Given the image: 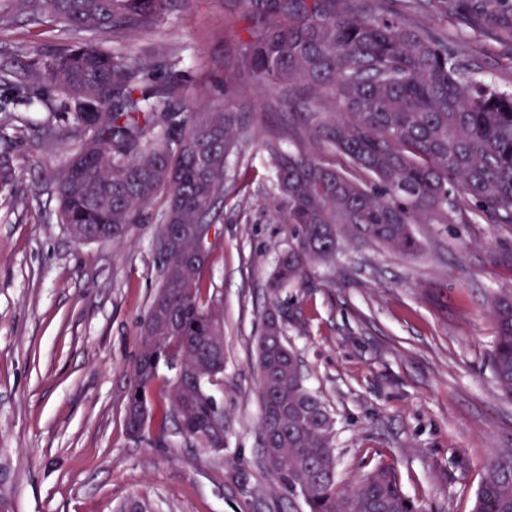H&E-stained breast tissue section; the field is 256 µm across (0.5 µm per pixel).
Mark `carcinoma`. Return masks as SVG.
I'll list each match as a JSON object with an SVG mask.
<instances>
[{
  "mask_svg": "<svg viewBox=\"0 0 512 512\" xmlns=\"http://www.w3.org/2000/svg\"><path fill=\"white\" fill-rule=\"evenodd\" d=\"M233 68L284 89L291 119L263 147L285 202L291 241L268 278L271 305L257 342L261 455L275 485L308 512H419L394 468L374 465L342 490L335 423L306 384L285 338L281 294L316 263L335 259L347 234L410 256L415 224H446L472 205L512 224V92L470 70L443 15L476 40L512 47V0H241ZM170 0H0V19L110 33L112 49L75 44L30 63L18 96L55 89L52 112L78 137L59 175L58 217L79 243L118 242L141 209L164 193L158 237L162 283L141 322L124 421L136 441L178 436L220 454L224 422V318L204 283L206 255L193 226L216 219L229 159L242 152L240 113L178 107L180 84L153 80L123 38L149 29ZM308 141L315 152L283 148ZM348 162L336 167L334 156ZM17 179L0 155V190ZM491 367L512 399V291L494 297ZM152 512L141 495L119 512ZM472 512H512V453L490 459Z\"/></svg>",
  "mask_w": 512,
  "mask_h": 512,
  "instance_id": "cac0c4a2",
  "label": "carcinoma"
}]
</instances>
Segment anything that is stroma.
Returning a JSON list of instances; mask_svg holds the SVG:
<instances>
[{
	"label": "stroma",
	"instance_id": "obj_1",
	"mask_svg": "<svg viewBox=\"0 0 512 512\" xmlns=\"http://www.w3.org/2000/svg\"><path fill=\"white\" fill-rule=\"evenodd\" d=\"M479 74L512 91V49L480 42L444 18ZM243 27L237 0H176L150 29L127 37L154 79L176 77L186 107L260 112L232 159L206 278L224 307L228 446L214 455L182 439L158 448L129 438L124 407L140 322L160 286L156 235L165 195L123 244L77 243L57 220L56 182L75 140L65 122L46 150L40 113L14 102L29 63L77 40L62 26L0 24V153L17 171L0 193V494L9 512H115L127 496L157 512H306L273 487L260 453L254 369L266 281L288 246L263 141L281 125L275 90L250 74L224 98V63ZM420 250L339 240L336 261L290 289L286 340L308 386L336 420L341 482L387 461L422 512H471L488 459L512 452V399L489 363L490 302L512 290V226L477 211L418 224Z\"/></svg>",
	"mask_w": 512,
	"mask_h": 512
}]
</instances>
